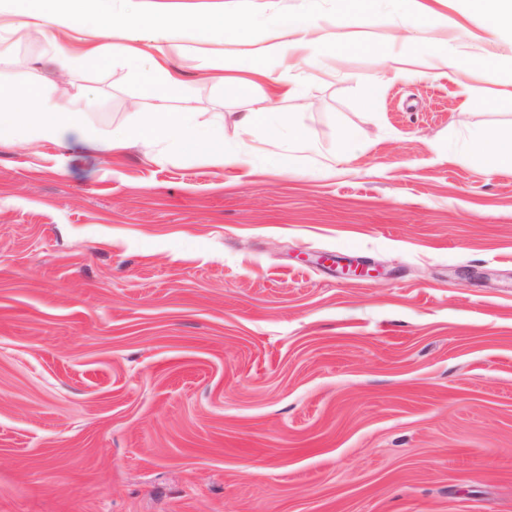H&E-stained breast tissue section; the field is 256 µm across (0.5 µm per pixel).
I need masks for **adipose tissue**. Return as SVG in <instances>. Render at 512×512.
Here are the masks:
<instances>
[{"instance_id": "ef3b65f1", "label": "adipose tissue", "mask_w": 512, "mask_h": 512, "mask_svg": "<svg viewBox=\"0 0 512 512\" xmlns=\"http://www.w3.org/2000/svg\"><path fill=\"white\" fill-rule=\"evenodd\" d=\"M0 6L8 12L22 13L36 24L51 20V28L42 30L41 36L49 60L58 72H66L77 59L97 66L105 62L107 55L120 56L139 70L144 93L151 101L150 112L138 125L119 134L104 136L86 128L82 96L53 100L40 88L20 89L16 95L24 99L25 105L0 113V141L20 132L35 141L58 143L72 139L104 153L125 149L133 143L149 150L171 142L206 150L210 160L217 165H247L245 156L225 153L223 125L213 126L209 133L201 135L196 131L194 113L173 112L168 108L169 98L183 84L180 74L169 70L164 61L165 56L181 50L171 35L175 24L182 19L181 14L167 10L159 0H152L151 4L137 9L125 20L130 31V44H113L108 53L100 46L89 45L76 55L70 46L57 39V30L114 25L112 0H0ZM192 25L203 40L218 31L232 41L248 34L246 24L235 19L233 10L229 8L194 13ZM312 32V23L302 19L276 20L258 54L287 60L294 69L303 65L319 66L333 46L323 38L313 37ZM141 39L161 43L159 56L136 48V41ZM262 81L270 86V94H258V84ZM262 81H255L247 75L232 78L230 87L234 95L248 105L247 111L239 113L236 124L246 134L264 131L270 144L287 141L289 153L284 156L283 163L290 171L294 168V153L303 147L305 137L292 115L277 111L273 99L277 96L295 97L299 86L284 76L271 73L264 74ZM469 156L477 169L488 174L512 170V131L473 138L469 144Z\"/></svg>"}]
</instances>
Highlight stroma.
I'll list each match as a JSON object with an SVG mask.
<instances>
[{"mask_svg":"<svg viewBox=\"0 0 512 512\" xmlns=\"http://www.w3.org/2000/svg\"><path fill=\"white\" fill-rule=\"evenodd\" d=\"M234 6L246 40L179 28L170 106L223 119L250 166L0 142V512H512V170L468 156L512 129V24L465 0L426 33L401 0L354 24L337 0ZM274 13L353 50L256 58ZM12 23L0 86L87 93L98 132L148 111L123 60L61 75ZM252 62L301 85L276 102L311 143L295 173L234 126L220 79Z\"/></svg>","mask_w":512,"mask_h":512,"instance_id":"stroma-1","label":"stroma"}]
</instances>
